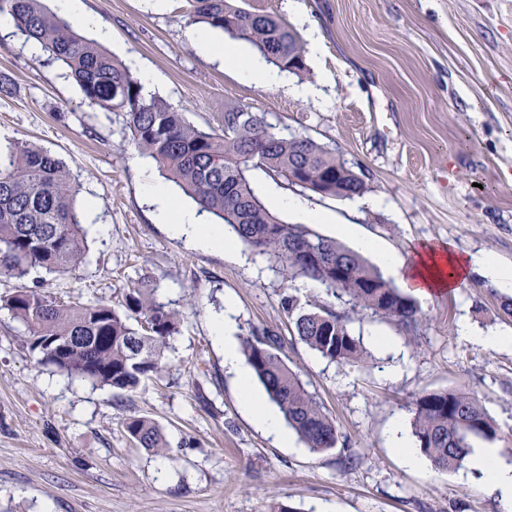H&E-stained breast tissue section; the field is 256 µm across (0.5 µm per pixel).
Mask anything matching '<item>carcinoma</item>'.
Listing matches in <instances>:
<instances>
[{"instance_id": "carcinoma-1", "label": "carcinoma", "mask_w": 512, "mask_h": 512, "mask_svg": "<svg viewBox=\"0 0 512 512\" xmlns=\"http://www.w3.org/2000/svg\"><path fill=\"white\" fill-rule=\"evenodd\" d=\"M185 20L203 23L244 40L269 63L295 75L306 73L305 47L281 19L250 11L233 0H185ZM16 28L39 42L48 59L63 64L86 99L123 118L135 149L153 158L166 179L202 210L230 226L236 237L294 276L319 282L327 295L401 329L422 318L416 299L384 278L360 253L304 224L279 220L253 192L251 170L261 168L290 187L296 171L325 197L351 198L365 181L336 150L301 135L275 131L264 117L242 106L224 109L223 128L207 132L187 123L164 97L144 94L130 68L73 30L41 0H0ZM86 237L76 208L74 178L47 150L28 142L0 147V277L16 282L0 307L20 321L29 348L70 377L131 394L163 369L165 350L182 313L158 300L154 290L130 288L124 312L100 301L64 302L28 287L34 268L73 274L85 263ZM293 336L330 362L362 364L367 352L351 334L348 313L327 304L309 309L283 298ZM266 330L254 329L244 343L247 364L288 426L313 452L339 442L335 420L280 354ZM413 436L439 470L462 466L472 440H492L494 421L479 398L459 390L428 392L415 400ZM139 448L166 447L151 419H126Z\"/></svg>"}]
</instances>
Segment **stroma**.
<instances>
[{
    "label": "stroma",
    "instance_id": "stroma-1",
    "mask_svg": "<svg viewBox=\"0 0 512 512\" xmlns=\"http://www.w3.org/2000/svg\"><path fill=\"white\" fill-rule=\"evenodd\" d=\"M237 3L299 35L317 30L306 76L286 74L282 87L241 81L201 51L196 26L181 18L184 0H81L111 31L102 49L136 77L154 75L157 93L191 124L221 129L225 103H236L277 131L335 148L368 184L364 204L299 192L312 220L275 208L281 221L330 238L349 224L402 257L449 244L512 267V0ZM1 76L10 91L0 93V143L28 141L64 162L88 244L80 272L37 269L28 286L115 305L146 281L183 317L160 375L116 397L44 363L0 308V512H502L488 477L468 467L407 470L389 429L411 425L419 395L462 388L498 429L474 447L492 445L512 464V346L481 342L512 330L502 310L511 293L472 274L453 293L419 298L413 331L353 320L365 363L328 362L291 335L282 299L338 312L343 303L284 278L242 242L202 250L154 223L141 177L150 157L62 65L29 54L19 31L0 34ZM229 298L235 341L255 328L280 338L288 365L335 419L336 448L284 446L243 407L212 333ZM463 320L474 339L460 336ZM132 416L159 425L163 454L134 446L124 426Z\"/></svg>",
    "mask_w": 512,
    "mask_h": 512
}]
</instances>
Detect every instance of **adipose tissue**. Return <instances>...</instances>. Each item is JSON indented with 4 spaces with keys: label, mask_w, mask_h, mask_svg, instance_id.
Returning <instances> with one entry per match:
<instances>
[{
    "label": "adipose tissue",
    "mask_w": 512,
    "mask_h": 512,
    "mask_svg": "<svg viewBox=\"0 0 512 512\" xmlns=\"http://www.w3.org/2000/svg\"><path fill=\"white\" fill-rule=\"evenodd\" d=\"M199 40L205 50L232 67L240 80L264 86L278 85L277 71L263 68L237 52L225 50L223 45L213 42L208 35H200ZM143 180L148 196L160 200L158 218L168 224L174 237L189 239L196 247L205 250L231 249L232 244L225 239L221 226L204 223L195 210L165 203L166 190L151 172H144ZM354 244L357 251L375 255L379 264L388 269L405 289L423 297L455 291L459 283L473 271L491 278L503 289L512 290V268L501 265L487 255L462 256L452 246L445 245L439 248L429 246L415 252L411 257L404 258L384 250L370 238H355ZM214 334L224 345L225 367L237 374L243 386L244 405L255 412L264 430L275 435L282 443H289L290 437L283 429L279 416L266 409L260 397L251 390L249 383L252 371L242 361L232 336H229L227 322H215ZM468 466L471 470L489 477L492 488L499 494L503 512H512V465L500 461L497 449L475 450L468 458Z\"/></svg>",
    "instance_id": "obj_1"
}]
</instances>
